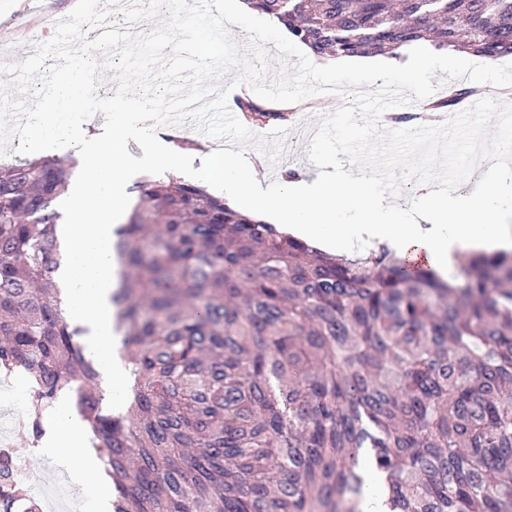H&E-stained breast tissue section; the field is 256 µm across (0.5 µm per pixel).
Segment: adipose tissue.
I'll use <instances>...</instances> for the list:
<instances>
[{"label":"adipose tissue","instance_id":"ef3b65f1","mask_svg":"<svg viewBox=\"0 0 512 512\" xmlns=\"http://www.w3.org/2000/svg\"><path fill=\"white\" fill-rule=\"evenodd\" d=\"M209 176L223 182L229 204L328 251L350 255L384 245L422 255L444 276L462 253L478 247L512 248V225L498 223L484 193L462 197L427 190L428 210L406 220L379 193L376 180L362 173H326L311 180L292 176L269 190L258 169L227 153ZM347 209L358 212L357 222L340 221ZM53 414L56 423L44 438V453L55 457L75 482L95 479L104 463L90 449L88 429L70 400L60 397Z\"/></svg>","mask_w":512,"mask_h":512}]
</instances>
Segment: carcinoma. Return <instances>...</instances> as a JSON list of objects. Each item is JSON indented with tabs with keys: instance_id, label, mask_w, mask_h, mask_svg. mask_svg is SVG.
I'll list each match as a JSON object with an SVG mask.
<instances>
[{
	"instance_id": "carcinoma-1",
	"label": "carcinoma",
	"mask_w": 512,
	"mask_h": 512,
	"mask_svg": "<svg viewBox=\"0 0 512 512\" xmlns=\"http://www.w3.org/2000/svg\"><path fill=\"white\" fill-rule=\"evenodd\" d=\"M244 2L318 57H512V0ZM70 176L56 156L0 167V372L28 374L35 441L76 393L114 512H357L362 448L391 512H512V250L444 280L385 246L318 253L202 185L144 177L114 231L133 379L116 414L54 278ZM0 512H41L2 460Z\"/></svg>"
}]
</instances>
